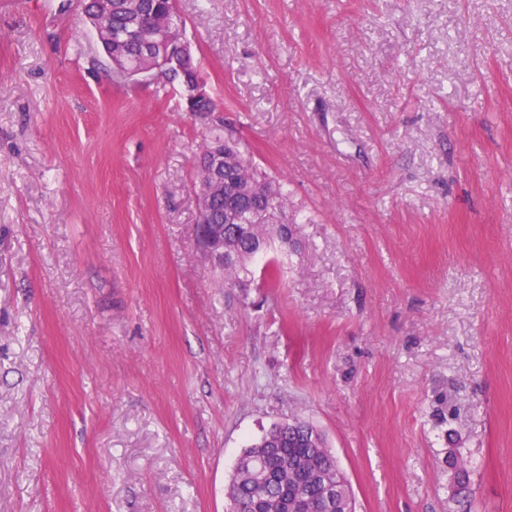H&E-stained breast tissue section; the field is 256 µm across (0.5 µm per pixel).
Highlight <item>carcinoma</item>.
Returning <instances> with one entry per match:
<instances>
[{
  "mask_svg": "<svg viewBox=\"0 0 512 512\" xmlns=\"http://www.w3.org/2000/svg\"><path fill=\"white\" fill-rule=\"evenodd\" d=\"M142 19L145 28L152 33L173 37L183 36L175 14V0H142ZM84 13L91 24H104L117 31L132 25L123 9V2H113V12L103 18L98 14V0H85ZM148 61L142 42L125 44L123 56L115 60L113 73L119 79L128 78V68H145ZM224 196L212 203V217L216 222L224 218L229 200L242 208L259 205L266 195H271L275 218L283 222L288 212V192L279 181L270 179L246 159L231 139L224 140ZM236 225H224V241L235 255V261L224 267V287L231 288L241 277L250 273L249 266L261 255L268 253L274 245L288 249V240L279 235L275 224H257L247 235H235ZM316 432L305 419L294 416L273 424L256 442L247 445L236 463V473L230 486L233 499L240 505V512H261L263 505L274 509L279 499L297 492L304 495V512H330L321 499L317 484L298 486L301 473L308 468H323L336 472L338 495L349 496L350 483L336 457L324 450L322 437H313Z\"/></svg>",
  "mask_w": 512,
  "mask_h": 512,
  "instance_id": "obj_1",
  "label": "carcinoma"
}]
</instances>
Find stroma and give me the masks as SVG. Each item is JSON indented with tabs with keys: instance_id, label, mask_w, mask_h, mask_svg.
Here are the masks:
<instances>
[{
	"instance_id": "stroma-1",
	"label": "stroma",
	"mask_w": 512,
	"mask_h": 512,
	"mask_svg": "<svg viewBox=\"0 0 512 512\" xmlns=\"http://www.w3.org/2000/svg\"><path fill=\"white\" fill-rule=\"evenodd\" d=\"M177 6L288 190L281 285L197 251L178 88L116 80L79 0H0V512H228L294 414L358 512H512V0Z\"/></svg>"
}]
</instances>
